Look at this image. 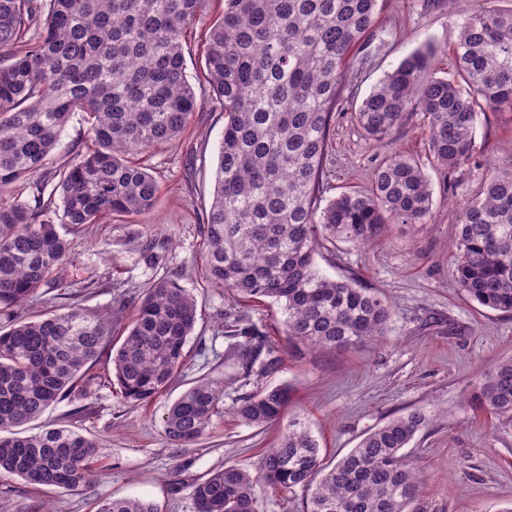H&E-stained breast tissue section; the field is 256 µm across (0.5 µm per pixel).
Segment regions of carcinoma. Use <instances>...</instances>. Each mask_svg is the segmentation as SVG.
<instances>
[{"mask_svg": "<svg viewBox=\"0 0 512 512\" xmlns=\"http://www.w3.org/2000/svg\"><path fill=\"white\" fill-rule=\"evenodd\" d=\"M207 30L202 77L224 109L213 200L202 219L204 275L246 302L270 300L283 333L324 348H349L387 335L386 299L351 278L315 266L321 249L364 247L393 224H426L431 181L413 155L394 153L364 190L323 202L330 132L353 51L364 46L379 0H222ZM209 0H0V474L37 489L76 490L97 473L99 441L73 430L17 429L62 402L84 414L92 386L118 385L128 402L148 403L182 372L197 300L177 280H153L112 312L94 315L73 301V284L52 280L70 256L54 223L100 224L149 212L159 185L149 150L176 141L200 111L184 67L183 43ZM487 110L512 112V11L488 6L458 24L454 73L438 77L434 52L420 48L373 86L351 119L376 141L409 112L425 122L428 153L452 174L486 168L479 194L464 201L452 275L477 304L512 312V172L476 154ZM82 112L90 143L53 164L60 134ZM32 181L29 201L15 196ZM66 290L67 310L35 320L17 311L40 288ZM134 309L127 334L116 322ZM227 356L248 383L279 370L277 350L249 317L224 318ZM110 351L112 375L89 374ZM288 384L258 388L233 402L245 425L281 424ZM472 401L512 418V359L493 366ZM224 410V384L193 382L168 405L165 433L176 446L204 435ZM432 415L416 408L368 433L325 470L300 418L250 472L226 465L196 479V512H260L257 489L310 491L306 512H409L420 494L401 450ZM97 512H158L146 501L112 498Z\"/></svg>", "mask_w": 512, "mask_h": 512, "instance_id": "carcinoma-1", "label": "carcinoma"}]
</instances>
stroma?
Segmentation results:
<instances>
[{
    "label": "stroma",
    "instance_id": "35a3bbf8",
    "mask_svg": "<svg viewBox=\"0 0 512 512\" xmlns=\"http://www.w3.org/2000/svg\"><path fill=\"white\" fill-rule=\"evenodd\" d=\"M483 5L484 0H438L434 7L427 0H381L366 44L350 64L345 100L361 102L385 72L426 45L434 49L439 75L451 74L461 11ZM222 8L221 0H211L192 26L184 47L191 84H198L204 65L201 39ZM223 135V110L204 102L180 139L146 157L159 184L150 212L116 216L106 224L59 225L72 252L57 274L83 284L78 301L84 308L111 311L119 298L140 293L170 271L196 297L198 320L186 346L184 371L149 405H133L118 392L101 389L91 399L89 415H70L68 404L61 403L29 424L35 432L41 423L55 422L103 444L99 474L88 487L41 491L2 474L0 512L46 507L96 512L99 501L112 497L147 499L160 512H195L196 478L227 465L255 470L275 443L277 428L250 427L225 413L195 444L178 447L167 439L163 424L168 405L198 377L223 381L225 401L236 398L238 384L224 359L228 342L221 327L225 315L239 311L265 325L282 357L280 370L258 379V386L293 385L289 411L310 427L325 466H333L388 419L421 407L435 419L403 450L423 480L415 512H504L512 506V419L489 415L470 402L481 377L497 362L512 359V313L471 301L452 277L459 203L479 191L481 171L457 172L459 185L450 189L451 176L425 155L421 113H408L393 138L381 142L367 139L348 111L337 115L326 197L367 188L373 170L400 151L421 157L433 207L428 223L392 225L368 248L342 242L316 255L322 273L351 278L385 298L392 320L383 341L350 350L315 349L283 334L280 307L239 301L208 287L203 278L202 217L212 202ZM475 141L478 153L500 172L512 171V112L490 110L480 116ZM150 248L162 254L164 266L146 263Z\"/></svg>",
    "mask_w": 512,
    "mask_h": 512
}]
</instances>
